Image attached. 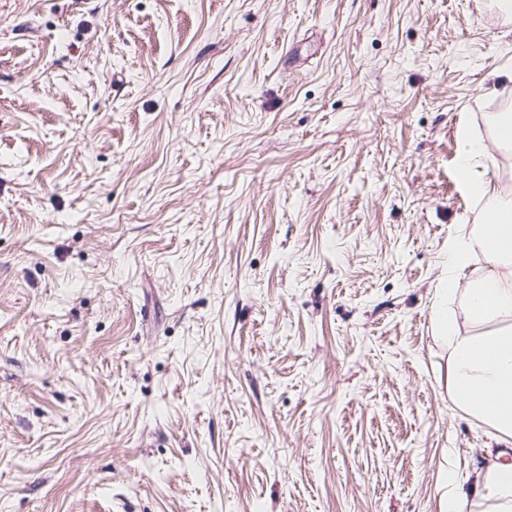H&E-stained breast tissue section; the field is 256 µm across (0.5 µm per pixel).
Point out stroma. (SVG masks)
Instances as JSON below:
<instances>
[{
    "mask_svg": "<svg viewBox=\"0 0 512 512\" xmlns=\"http://www.w3.org/2000/svg\"><path fill=\"white\" fill-rule=\"evenodd\" d=\"M502 110L497 0H0V512H439Z\"/></svg>",
    "mask_w": 512,
    "mask_h": 512,
    "instance_id": "obj_1",
    "label": "stroma"
}]
</instances>
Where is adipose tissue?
Segmentation results:
<instances>
[{
	"mask_svg": "<svg viewBox=\"0 0 512 512\" xmlns=\"http://www.w3.org/2000/svg\"><path fill=\"white\" fill-rule=\"evenodd\" d=\"M470 188L485 198L496 225L481 224L478 235H459L448 246V284L435 309L436 342L448 351V391L470 415L482 420L498 441L512 444V198L489 182ZM481 251L486 272L476 281L461 273L474 251ZM465 293V304L449 310L448 299ZM475 325L460 334V323ZM475 490L488 512H512V461L492 458L474 474Z\"/></svg>",
	"mask_w": 512,
	"mask_h": 512,
	"instance_id": "1",
	"label": "adipose tissue"
}]
</instances>
